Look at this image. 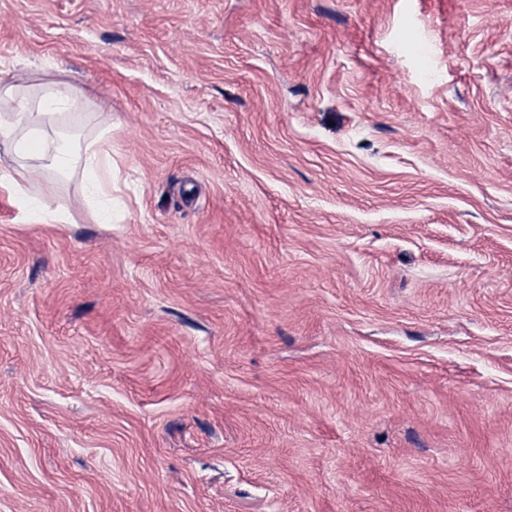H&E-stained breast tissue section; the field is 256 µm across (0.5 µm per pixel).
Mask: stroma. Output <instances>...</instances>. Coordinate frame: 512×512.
Returning <instances> with one entry per match:
<instances>
[{
  "mask_svg": "<svg viewBox=\"0 0 512 512\" xmlns=\"http://www.w3.org/2000/svg\"><path fill=\"white\" fill-rule=\"evenodd\" d=\"M112 113L0 187V512H512V0H0ZM1 187L7 188L22 209L28 224H66L71 216L60 208H52L45 200L31 197L25 187L8 176H1Z\"/></svg>",
  "mask_w": 512,
  "mask_h": 512,
  "instance_id": "1",
  "label": "stroma"
}]
</instances>
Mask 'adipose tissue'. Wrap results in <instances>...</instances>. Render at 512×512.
<instances>
[{"label":"adipose tissue","mask_w":512,"mask_h":512,"mask_svg":"<svg viewBox=\"0 0 512 512\" xmlns=\"http://www.w3.org/2000/svg\"><path fill=\"white\" fill-rule=\"evenodd\" d=\"M84 100L72 90L44 86L34 95L7 84L0 86V143L7 145L13 162L22 164L35 180L55 173L68 176L83 172L85 189L99 223L112 221V157L100 141L83 144L72 136L52 137L51 115L80 112ZM22 209L26 223L66 224L68 212L31 197L25 187L9 177L0 178Z\"/></svg>","instance_id":"1"}]
</instances>
